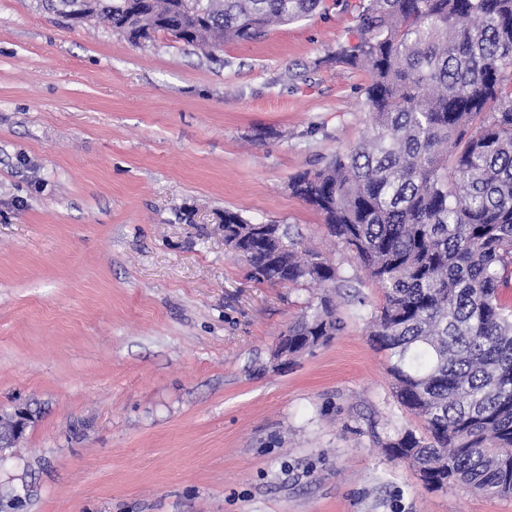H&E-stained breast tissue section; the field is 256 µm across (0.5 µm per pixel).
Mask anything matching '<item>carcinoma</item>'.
<instances>
[{"label":"carcinoma","mask_w":512,"mask_h":512,"mask_svg":"<svg viewBox=\"0 0 512 512\" xmlns=\"http://www.w3.org/2000/svg\"><path fill=\"white\" fill-rule=\"evenodd\" d=\"M133 41L151 30L202 48L250 41L323 0H60ZM359 42L338 59L366 69L370 135L289 182L381 288L372 335L397 400L424 422L385 448L439 490L512 495V0H363ZM256 278L343 280L318 254L284 248L279 224L224 212ZM328 295L288 326V354L336 335Z\"/></svg>","instance_id":"obj_1"}]
</instances>
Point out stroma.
Segmentation results:
<instances>
[{"label": "stroma", "instance_id": "stroma-1", "mask_svg": "<svg viewBox=\"0 0 512 512\" xmlns=\"http://www.w3.org/2000/svg\"><path fill=\"white\" fill-rule=\"evenodd\" d=\"M360 2L204 49L0 0V512H512L388 455L423 423L383 293L288 189L370 130ZM228 210L338 267L329 342L279 354L318 288L256 280Z\"/></svg>", "mask_w": 512, "mask_h": 512}]
</instances>
